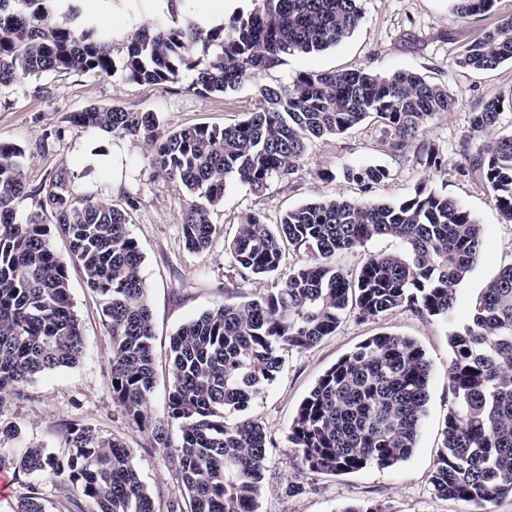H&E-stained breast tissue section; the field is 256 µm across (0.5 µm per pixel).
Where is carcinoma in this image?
<instances>
[{
	"label": "carcinoma",
	"mask_w": 512,
	"mask_h": 512,
	"mask_svg": "<svg viewBox=\"0 0 512 512\" xmlns=\"http://www.w3.org/2000/svg\"><path fill=\"white\" fill-rule=\"evenodd\" d=\"M84 0H0V91L21 76L116 70L112 39ZM204 28L181 21L168 0L167 17L128 36L124 70L137 83L163 85L181 74L208 93L236 88L250 73L284 58L333 47L361 18L360 0H253ZM463 18L485 15L495 0H452ZM64 22H58V19ZM211 59L193 55L197 44ZM512 61V19L469 44L454 60L460 68L494 69ZM257 107L222 128L195 125L155 136L154 112L90 106L70 123L85 131L144 137L152 142L158 176L180 184L192 201L182 235L194 250L214 232L211 210L229 181L255 192L277 177L295 175L309 145L341 135L374 117L381 145L397 154L419 140L429 123L448 111V91L420 75L364 70L301 72L290 87L257 86ZM500 101L472 113L471 126L491 132ZM427 169L443 175L438 150L422 146ZM25 150L0 141V470L32 480L17 512H45L43 478L52 482L64 512H257L267 464L264 428L252 420L230 423L277 379L279 352L308 349L336 332L342 317L375 319L395 309L448 317L457 287L476 263L482 227L456 200L423 180L396 202L335 197L288 210L280 222L250 214L229 245L234 262L257 276L278 271L288 246L314 253L313 263L290 271L274 292L224 304L182 325L170 341L172 379L168 425L151 421L155 385L152 313L141 277L143 255L130 236L131 211L81 189L67 167L48 184L28 189ZM478 166L494 205L512 223V133L496 134L478 153ZM343 178L367 191L387 179L382 166L346 167ZM36 198L22 212L20 204ZM69 242V260L53 250L51 233ZM389 236L403 250L367 256L352 272L328 262L374 237ZM83 272L97 294L112 339V402L147 430L169 458L184 489L156 502L122 441L79 423L64 425L59 452L5 451L18 436L3 416L12 397L38 376L75 365L85 346L69 296L68 263ZM451 362L444 442L431 483L435 492L479 504L512 494V265L475 300L467 325L449 335ZM430 362L407 336H372L343 355L302 400L289 440L303 469L314 473L392 467L413 453L428 401Z\"/></svg>",
	"instance_id": "cac0c4a2"
}]
</instances>
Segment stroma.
I'll use <instances>...</instances> for the list:
<instances>
[{"label": "stroma", "instance_id": "obj_1", "mask_svg": "<svg viewBox=\"0 0 512 512\" xmlns=\"http://www.w3.org/2000/svg\"><path fill=\"white\" fill-rule=\"evenodd\" d=\"M360 4V23L340 44L286 57L278 66L246 76L239 87L222 94L192 90L187 73L163 86L131 82L120 71L109 78L72 72L18 79L0 92V141L26 150L29 187L42 185L58 167L65 166L76 174L80 186L98 193L101 199L116 204L127 194L138 199L128 230L143 254L141 276L152 311L156 379L149 406L153 419L161 422H168L169 346L177 330L204 311L248 301L281 283L280 276L257 277L233 261L229 244L244 216L258 212L273 224L300 204L339 195L353 200L398 201L414 194L424 180L459 202L482 225L483 238L479 258L459 285L457 304L449 318L425 319L402 309L365 321L348 315L335 333L314 347L282 351V370L276 381L252 400L245 412L246 417L262 424L268 442L258 512H343L371 502L383 503L388 512H512L511 495L477 506L438 497L431 483L452 402L448 336L467 323L471 305L485 284L512 264V223L503 222L478 168H470L464 177L432 172L416 144L400 155H391L380 144L379 122L370 119L345 134L315 141L292 180H272L259 194L229 185L223 203L211 213L215 232L210 247L194 252L186 247L181 230L190 197L179 184L156 176L149 143L141 138L93 135L69 122L74 111L98 106L155 112L162 134L200 124L221 128L253 111L256 84L287 85L302 71L363 69L379 74L408 70L448 90L454 103L431 122L423 140L439 150L449 165L464 163L465 152H477L488 142L487 134L470 128L472 112L486 101L503 99L499 128L512 131V62L480 72L454 63L468 44L512 17V0H496L489 15L470 19L459 18L451 0H360ZM85 7L98 11L107 26L125 16L141 17L147 26L162 16L151 0H112L103 9L96 0H86ZM57 128L64 129V137L39 151L45 133ZM112 145L124 149L123 184L117 190L112 187L110 171L96 173L84 163L85 150H105ZM371 164L385 166L388 178L366 191L344 180V167ZM69 283L86 354L76 365L38 377L26 387L24 397L9 400L8 414L19 430L13 448L59 450L64 424L77 421L120 438L131 450L153 497L179 493L175 466L164 450L151 447L147 431L112 402V339L96 294L87 287L80 269H71ZM384 332L415 339L432 364L429 401L412 455L390 468L371 466L353 473L298 470L288 436L299 404L340 357ZM168 424L170 436L178 437L177 423ZM292 482L303 483L304 492L289 496L287 486Z\"/></svg>", "mask_w": 512, "mask_h": 512}]
</instances>
